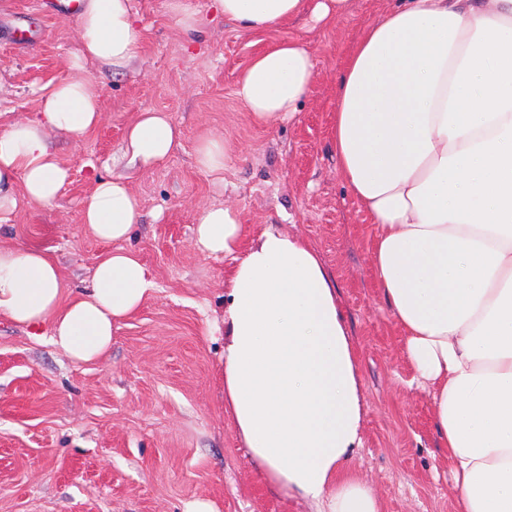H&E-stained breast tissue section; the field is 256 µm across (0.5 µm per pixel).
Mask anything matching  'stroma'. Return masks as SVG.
<instances>
[{
	"mask_svg": "<svg viewBox=\"0 0 512 512\" xmlns=\"http://www.w3.org/2000/svg\"><path fill=\"white\" fill-rule=\"evenodd\" d=\"M38 2L0 0V131L37 111L78 43L72 15L40 12ZM133 4L143 33L135 60L117 72L90 70L98 127L79 142L50 137L69 182L53 205L0 227V241L47 251L71 287H84L107 245L85 235L81 210L96 177L123 174L144 204L128 245L155 289L92 364L70 363L46 337L0 317V512H189L198 501L218 512H305L263 481L224 408V339L209 330L232 260L200 254L192 237L201 210L216 202L241 212L246 238L271 225L303 237L333 274L364 405L349 467L382 512H457L430 394L413 383L405 338L374 278V227L336 169V80L390 0H352L350 16L328 28L302 17L269 32L224 20L214 0H192L201 19L192 48L167 0ZM18 28L31 32L30 45L13 44ZM288 36L309 42L316 78L291 119L260 127L234 84L257 53ZM146 109L169 113L183 133L161 168L122 156L129 123ZM209 132L231 147L220 183L195 163Z\"/></svg>",
	"mask_w": 512,
	"mask_h": 512,
	"instance_id": "obj_1",
	"label": "stroma"
}]
</instances>
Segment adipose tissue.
<instances>
[{"label":"adipose tissue","instance_id":"ef3b65f1","mask_svg":"<svg viewBox=\"0 0 512 512\" xmlns=\"http://www.w3.org/2000/svg\"><path fill=\"white\" fill-rule=\"evenodd\" d=\"M254 32L302 15L330 25L351 0H215ZM81 41L66 78L34 117L0 132V225L52 205L69 169L49 137L79 140L100 123L90 67L137 56L132 0H80ZM308 42L276 41L234 93L254 123L292 116L315 80ZM341 178L375 226L371 264L431 394L458 512H512V0H395L362 31L336 85ZM182 146L169 113L139 112L123 153L163 166ZM143 201L124 176L95 180L81 222L109 243L87 285L70 288L46 251L0 244V316L48 329L72 362L110 351L120 323L154 289L125 246ZM194 245L231 257L224 281V403L267 482L316 512H380L348 464L361 445L362 396L336 282L314 247L275 227L243 241L239 210L215 203Z\"/></svg>","mask_w":512,"mask_h":512}]
</instances>
